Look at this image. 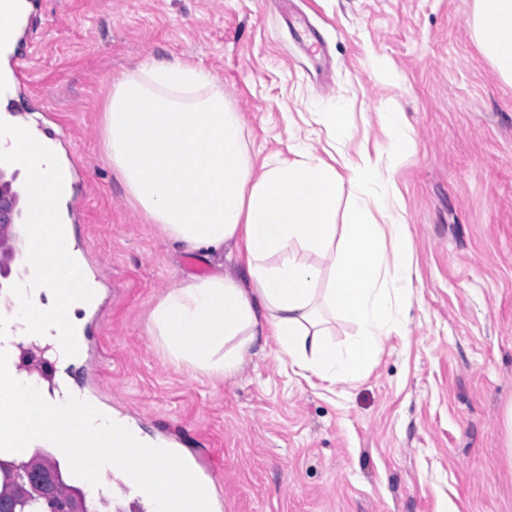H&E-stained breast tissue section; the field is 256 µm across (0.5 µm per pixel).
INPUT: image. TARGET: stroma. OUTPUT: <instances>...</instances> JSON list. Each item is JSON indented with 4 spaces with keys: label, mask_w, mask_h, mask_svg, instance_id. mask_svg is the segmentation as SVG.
I'll use <instances>...</instances> for the list:
<instances>
[{
    "label": "stroma",
    "mask_w": 512,
    "mask_h": 512,
    "mask_svg": "<svg viewBox=\"0 0 512 512\" xmlns=\"http://www.w3.org/2000/svg\"><path fill=\"white\" fill-rule=\"evenodd\" d=\"M31 83L9 104L52 113L75 158L66 222L99 303L77 309L83 356L58 372L141 437L205 456L210 512H512L502 412L512 404V85L472 34L474 0H294L329 67L296 41L277 0H40ZM180 57L217 79L258 158L381 153L378 114L403 112L412 145L380 161L414 247L402 324L367 372L329 384L285 370L275 341L208 377L170 363L148 332L170 289L208 261L146 223L102 153L112 82L143 57ZM347 107L335 142L322 115ZM27 246L0 247V308Z\"/></svg>",
    "instance_id": "1"
}]
</instances>
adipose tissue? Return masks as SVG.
<instances>
[{"mask_svg":"<svg viewBox=\"0 0 512 512\" xmlns=\"http://www.w3.org/2000/svg\"><path fill=\"white\" fill-rule=\"evenodd\" d=\"M473 32L499 78L512 84V0H475ZM104 156L147 223L210 256L235 247L246 280L212 275L184 282L153 307L148 329L174 364L208 376L236 373L259 337H273L280 362L325 381L352 382L383 338L401 324L395 301L412 287L413 247L405 225L381 232L374 213L395 197L369 157L335 167L298 149L255 162L240 112L210 71L182 58L148 57L112 82L102 119ZM28 179L30 241L58 282L83 276L72 235L45 241L59 208L41 143L14 140ZM330 257V271L306 254ZM80 300L39 295L0 312V345L54 342L66 348ZM352 321L339 347L323 313Z\"/></svg>","mask_w":512,"mask_h":512,"instance_id":"1","label":"adipose tissue"}]
</instances>
